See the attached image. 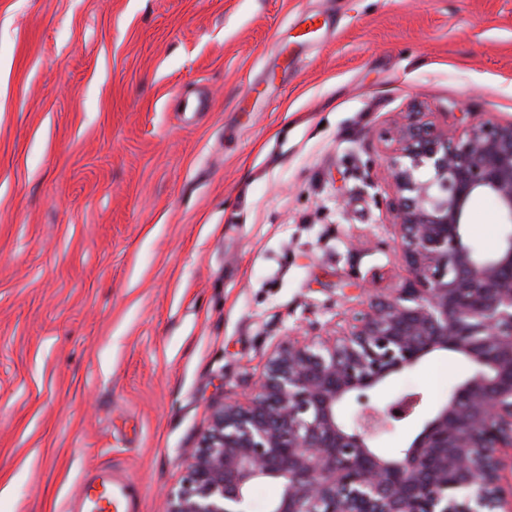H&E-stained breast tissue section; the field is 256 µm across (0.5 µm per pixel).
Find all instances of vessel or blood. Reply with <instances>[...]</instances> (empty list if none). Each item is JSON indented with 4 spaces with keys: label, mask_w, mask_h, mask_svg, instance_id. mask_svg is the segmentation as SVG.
<instances>
[{
    "label": "vessel or blood",
    "mask_w": 512,
    "mask_h": 512,
    "mask_svg": "<svg viewBox=\"0 0 512 512\" xmlns=\"http://www.w3.org/2000/svg\"><path fill=\"white\" fill-rule=\"evenodd\" d=\"M143 487L125 472L100 469L85 475L66 512H141Z\"/></svg>",
    "instance_id": "b4317fda"
}]
</instances>
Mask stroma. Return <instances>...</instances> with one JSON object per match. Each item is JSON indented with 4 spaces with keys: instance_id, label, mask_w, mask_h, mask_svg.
Returning a JSON list of instances; mask_svg holds the SVG:
<instances>
[{
    "instance_id": "35a3bbf8",
    "label": "stroma",
    "mask_w": 512,
    "mask_h": 512,
    "mask_svg": "<svg viewBox=\"0 0 512 512\" xmlns=\"http://www.w3.org/2000/svg\"><path fill=\"white\" fill-rule=\"evenodd\" d=\"M512 121V0H0V512L119 465L170 512L180 457L275 343L406 277L379 133ZM467 232L496 248L485 196ZM471 372L436 351L376 400Z\"/></svg>"
}]
</instances>
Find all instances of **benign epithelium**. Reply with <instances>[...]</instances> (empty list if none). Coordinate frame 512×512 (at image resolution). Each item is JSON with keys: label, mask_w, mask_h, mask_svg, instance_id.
Masks as SVG:
<instances>
[{"label": "benign epithelium", "mask_w": 512, "mask_h": 512, "mask_svg": "<svg viewBox=\"0 0 512 512\" xmlns=\"http://www.w3.org/2000/svg\"><path fill=\"white\" fill-rule=\"evenodd\" d=\"M382 138L407 277L342 332L281 342L251 392L217 408L185 455L170 512H253L251 490L267 481L281 494L264 512H512V122L450 132L409 112ZM476 194L501 217L491 252L467 236ZM439 350L472 374L401 455L377 454L375 439L422 397L379 405L367 392ZM352 399L360 408L348 427L339 410Z\"/></svg>", "instance_id": "benign-epithelium-1"}]
</instances>
